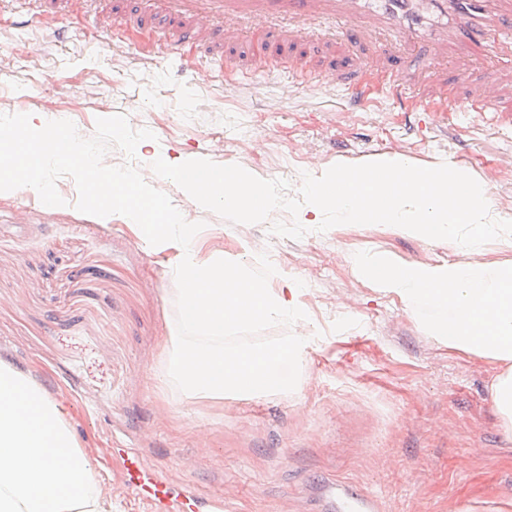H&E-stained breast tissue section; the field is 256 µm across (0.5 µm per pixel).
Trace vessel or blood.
<instances>
[{
    "instance_id": "vessel-or-blood-1",
    "label": "vessel or blood",
    "mask_w": 512,
    "mask_h": 512,
    "mask_svg": "<svg viewBox=\"0 0 512 512\" xmlns=\"http://www.w3.org/2000/svg\"><path fill=\"white\" fill-rule=\"evenodd\" d=\"M318 0H158L162 10L190 17L195 26L210 31L215 37L224 35V16L228 13L246 19L273 18L293 14L297 19L295 34L310 38L316 33L312 21L313 8ZM344 10L354 16H373L391 26L398 37L424 39L435 36L437 28L434 12L455 15L457 20L494 31L499 40L512 43V11L488 13L485 0H436L435 9H428L427 0H342ZM127 486L137 489L152 505L155 512H201L212 508L223 512L224 502L213 499L201 501L195 494L173 496L168 484L161 478L147 477L134 449L127 448L119 456ZM320 498L328 512H379L375 496L368 493H350L345 483L330 480L319 488Z\"/></svg>"
}]
</instances>
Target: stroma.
Here are the masks:
<instances>
[{"instance_id":"1","label":"stroma","mask_w":512,"mask_h":512,"mask_svg":"<svg viewBox=\"0 0 512 512\" xmlns=\"http://www.w3.org/2000/svg\"><path fill=\"white\" fill-rule=\"evenodd\" d=\"M59 11L58 31L36 23ZM141 0H0V113L66 112L79 135L118 113L149 129L155 148L234 163L299 187L338 163L402 156L454 164L485 183L512 216V47L449 37L416 43L387 26L337 15L301 41L292 21L234 28L223 55L207 35L167 42L179 29L144 16ZM399 71L400 87L352 98L349 87ZM457 109L445 111L442 95ZM493 95V111L474 106ZM185 220L203 222L200 258L256 266L267 254L281 278L303 281L307 317L294 391L259 399L195 401L156 390L176 335L169 255L120 217L75 208L74 180H58L67 207L52 211L25 189L0 197V359L65 398L83 447L100 451L101 480L118 512H152L123 481L114 451L133 448L172 492L220 496L224 512H322L325 480L375 496L380 512H512V434L489 390L497 362L449 350L428 313L361 280L355 253L429 263L446 248L388 232L309 229L299 239L267 224H234L174 183L150 176Z\"/></svg>"}]
</instances>
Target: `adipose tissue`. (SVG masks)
<instances>
[{"mask_svg": "<svg viewBox=\"0 0 512 512\" xmlns=\"http://www.w3.org/2000/svg\"><path fill=\"white\" fill-rule=\"evenodd\" d=\"M352 264L407 312L432 313L431 331L449 349L499 363L490 397L512 427V264H401L387 253L357 254ZM112 509V488L99 480L64 401L0 359V512Z\"/></svg>", "mask_w": 512, "mask_h": 512, "instance_id": "obj_1", "label": "adipose tissue"}]
</instances>
